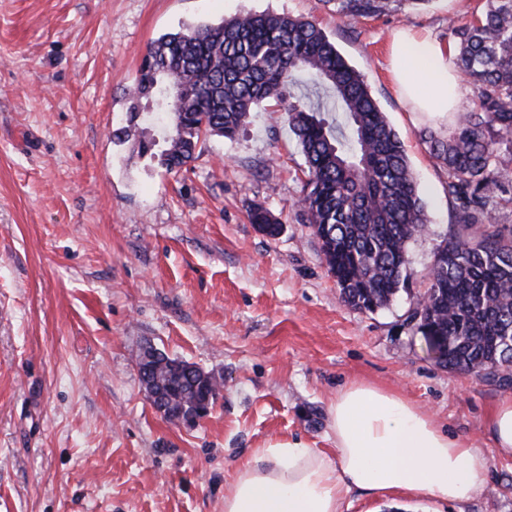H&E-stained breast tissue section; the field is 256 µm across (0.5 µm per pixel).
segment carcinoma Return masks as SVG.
I'll return each mask as SVG.
<instances>
[{"label":"carcinoma","mask_w":512,"mask_h":512,"mask_svg":"<svg viewBox=\"0 0 512 512\" xmlns=\"http://www.w3.org/2000/svg\"><path fill=\"white\" fill-rule=\"evenodd\" d=\"M431 2L336 0V12L358 20ZM451 33L473 99L448 113L447 138L432 134L429 142L448 172L456 224L410 319L438 338L440 366L489 378L512 368V226L500 223L512 210V188L492 166L497 146L512 151V0H486L480 16ZM302 75L323 98L293 93ZM131 95L129 124L115 138L143 136L136 117L152 107L166 132L139 153L169 170L193 158L200 132L232 140L261 104L282 106L304 159L300 211L344 302L374 311L405 287L410 243L427 231L413 169L362 75L315 23L248 12L165 33L147 45ZM250 220L270 237L280 233L261 205ZM145 365L146 384L168 396L171 420L219 395L221 379L194 363L146 351L138 367Z\"/></svg>","instance_id":"cac0c4a2"}]
</instances>
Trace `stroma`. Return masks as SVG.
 Segmentation results:
<instances>
[{"mask_svg":"<svg viewBox=\"0 0 512 512\" xmlns=\"http://www.w3.org/2000/svg\"><path fill=\"white\" fill-rule=\"evenodd\" d=\"M483 6L353 22L334 0H0V512H224L257 449L332 447L329 406L355 381L422 407L490 465L464 504L356 490L341 512H512V458L489 433L512 380L440 367L409 320L455 222L428 142L448 126L408 111L387 73L402 29L449 42V19ZM265 10L319 24L404 140L428 230L387 308L342 302L298 207L286 113L265 104L235 139L201 137L179 172L113 136L152 39ZM256 204L278 236L251 224ZM149 346L223 376L206 418L153 406Z\"/></svg>","mask_w":512,"mask_h":512,"instance_id":"35a3bbf8","label":"stroma"}]
</instances>
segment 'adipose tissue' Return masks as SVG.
<instances>
[{
    "instance_id": "ef3b65f1",
    "label": "adipose tissue",
    "mask_w": 512,
    "mask_h": 512,
    "mask_svg": "<svg viewBox=\"0 0 512 512\" xmlns=\"http://www.w3.org/2000/svg\"><path fill=\"white\" fill-rule=\"evenodd\" d=\"M454 53L428 34L404 30L394 38L389 70L409 111H456L462 77L450 67ZM330 416L333 452L289 440L258 449L225 494L224 512H340L356 489L460 504L477 493L489 468L482 449L463 445L388 390L349 384Z\"/></svg>"
}]
</instances>
